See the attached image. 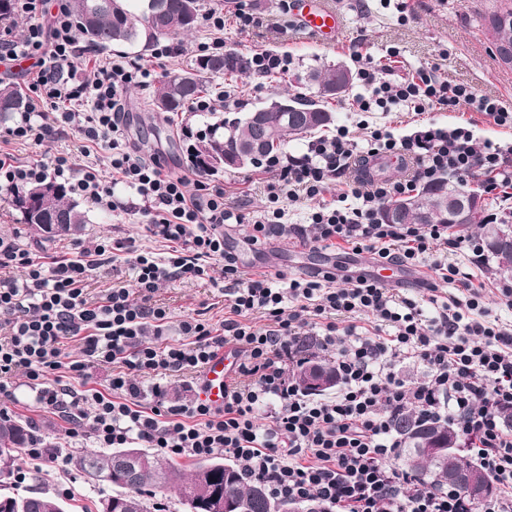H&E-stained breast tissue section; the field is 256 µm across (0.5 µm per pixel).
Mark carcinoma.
Masks as SVG:
<instances>
[{
  "instance_id": "obj_1",
  "label": "carcinoma",
  "mask_w": 512,
  "mask_h": 512,
  "mask_svg": "<svg viewBox=\"0 0 512 512\" xmlns=\"http://www.w3.org/2000/svg\"><path fill=\"white\" fill-rule=\"evenodd\" d=\"M70 9L75 27L88 46L103 48L110 45H150L159 38H172L187 35L198 22V0H70ZM8 31L17 28L13 11V0H0V26ZM489 25L495 38V49L512 47V8L495 12L489 16ZM225 53L201 55L194 66L181 73L165 77L155 87L150 100L152 112H177L187 102L207 91L209 80L214 77L241 76L248 71L247 59L236 53L235 63L224 66ZM297 82L317 90L318 97L333 99L344 93L352 81V72L344 64L309 68L296 76ZM297 121L283 123L278 114L270 113L269 128L266 131V146L260 156L281 152L288 137H304L330 124L325 118L327 109L313 99L292 96ZM28 107L22 89L11 83L0 82V122L10 119L15 113ZM246 112L235 121L226 119L212 125L200 136L192 153L193 165L203 171H212L216 166L207 157L209 147L224 143L227 151L236 150L238 145L257 136L256 129L249 121ZM461 198L474 208L467 221H456L448 210V201ZM481 196L464 189L461 184L442 182L426 187L416 197L393 200L382 208L385 221L395 224H446L453 231L475 228L485 242L487 251L496 259L498 268L507 272L509 264L504 262V247L512 243V224L504 219L498 224L484 222V208L479 206ZM15 205L22 212L24 221L35 230L49 237L57 233H70L80 230L88 223L87 214L69 200L66 189L55 182H45L28 189L15 199ZM60 222L62 226L52 227ZM396 431L405 440V462L414 472L418 481L428 488H445L449 485L448 471L455 470L483 479L487 483L484 495L493 488L490 475L473 463L464 453L465 442L461 435L446 423H423L413 415L396 419ZM32 439L27 424L8 417H0V476L10 474L21 451L28 447ZM436 439L447 445L456 446V455L450 460L422 456L418 453L419 441ZM125 449L115 448L109 452L90 450L69 455V462L82 458L86 468H99L113 455ZM139 454L149 460V465L140 469L133 485L124 492H117L122 503V512H149L144 494L148 491L175 486L179 490L181 503L191 495L198 501L195 509L207 512L206 503L211 495L218 493L246 505L247 512H269L273 504L264 489L247 481L234 466L229 471H217L212 479L201 481L195 466L190 475L168 461L161 460L141 449ZM0 512H65L63 503L56 497L41 493L26 495L19 492L0 494Z\"/></svg>"
}]
</instances>
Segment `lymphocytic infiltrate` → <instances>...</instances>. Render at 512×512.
<instances>
[{"label":"lymphocytic infiltrate","mask_w":512,"mask_h":512,"mask_svg":"<svg viewBox=\"0 0 512 512\" xmlns=\"http://www.w3.org/2000/svg\"><path fill=\"white\" fill-rule=\"evenodd\" d=\"M14 12L31 20L18 37L0 38V65L29 60L36 71L27 111L16 113L10 140L39 143L74 130L84 143L83 163L61 155L51 163L0 158V188L20 191L54 181L100 209L125 204L115 186L133 190L148 237L165 243L156 253L134 241H95L53 255L21 248L0 237V397L12 399L11 379L24 377L45 413L62 418L65 434H90L98 447L138 442L158 455L231 457L275 501L311 498L336 512H512V322L486 304L487 291L472 273L449 263V252L485 259L481 238L449 235L444 224H387L383 205L411 196L419 184L453 176L480 180L485 192L512 198V145L477 142L470 113L512 127V105L442 77L437 64L397 75L392 64L368 57L358 77L360 112L458 113L448 127L427 121L401 137L377 128L358 146L345 127L311 140L302 156L272 155L261 167L269 177L267 203L245 218L225 206L224 192L188 181L144 160L121 129L123 98L152 73L126 57L109 58L92 78L75 79L77 38L68 0H14ZM50 111H42V104ZM411 161L406 179L373 180L356 173L368 158ZM311 201L308 225L285 223L284 200ZM249 223L246 241L296 236L315 249L345 243L374 263L424 264L431 277L418 296L395 293L369 271H318L277 286L272 275L242 270L224 248V227ZM128 257L136 287H112L96 298L88 286L95 271ZM21 276H12V269ZM224 279L228 313L221 323L182 321L183 341L159 345L168 320L155 294L179 280ZM458 294L443 298L440 283ZM76 344L80 358L66 352ZM333 360L335 395L304 393L295 380L308 345ZM239 355L237 377L224 387V405L201 397L169 399L162 379L201 374L224 347ZM423 365L421 379L401 364ZM105 367V389L90 386V371ZM153 379L150 391L139 381ZM448 420L469 439L477 463L495 489L480 507L463 495L424 487L399 464L404 443L397 417Z\"/></svg>","instance_id":"obj_1"}]
</instances>
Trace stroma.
Here are the masks:
<instances>
[{
    "instance_id": "35a3bbf8",
    "label": "stroma",
    "mask_w": 512,
    "mask_h": 512,
    "mask_svg": "<svg viewBox=\"0 0 512 512\" xmlns=\"http://www.w3.org/2000/svg\"><path fill=\"white\" fill-rule=\"evenodd\" d=\"M512 0H407L406 21H399L395 5L388 0H329L332 8L343 18V32L337 42L323 44L302 30L293 13L283 11L280 0H199L200 13L217 9L224 13V45L248 55L268 50L288 61L284 90L297 94L302 90L297 75L313 66L343 63L357 70L355 53L361 52L381 58L389 48H398V73L405 74L421 65L438 63L449 81L464 82L481 93L512 104V69L498 62L492 46V32L488 16L507 7ZM245 11L257 18L256 24L240 26L236 16ZM211 34L205 28H196L189 37L173 39L174 53L168 57H155L152 49L140 46L86 50L76 65L77 77L92 75L99 62L117 55L127 57L150 69L155 80L189 69L198 56L201 43L209 41ZM211 91H234L237 101L230 112L241 114L252 110L273 95L275 85L270 78L253 74L228 81L213 78ZM154 89L153 83L132 88L127 94L123 118L124 133L139 155L156 162L168 173L194 178L196 169L191 162V149L195 142L186 138L184 130L194 135L206 131L210 124L221 120V113L182 110L167 116L146 109ZM360 81H352L348 90L326 104L333 114L334 125L346 126L355 141H363L365 126L385 127L403 135L413 129L416 116L411 112H355L351 109L354 96L360 93ZM6 124L0 123V150L21 161L51 162L55 156L75 153L82 142L78 132L65 137L47 139L42 143L14 144L4 142ZM210 185L223 189L224 200L233 206H244L248 212H257L266 202L264 178L253 166L218 170L204 175ZM13 193L0 191V237L14 239L26 248H40L55 252L77 244L98 240L130 238L142 245L163 251V244L152 243L145 231L146 217L131 213H106L91 202L80 201L89 222L80 231L45 240L26 224L21 212L13 204ZM247 225L228 226L224 229L226 247L235 252L246 270L251 273H282L287 276L310 274L342 264L350 269L367 267L370 254L353 255L344 251L304 249L295 252V239L276 237L261 249L246 242ZM155 298L166 306L169 321L163 330V341L178 339L180 323L187 317L204 316L218 323L224 318V296L220 287L196 281H178L160 285ZM17 403L10 415L28 423L46 444L59 447L62 453L95 449L93 438L69 440L65 424L56 416L36 408L33 392L23 379L13 381ZM7 489L23 494L44 492L60 497L67 512H98L100 498L111 494L109 486H98L75 467L58 469L44 464L39 466L36 478L16 483L13 477L0 479Z\"/></svg>"
}]
</instances>
